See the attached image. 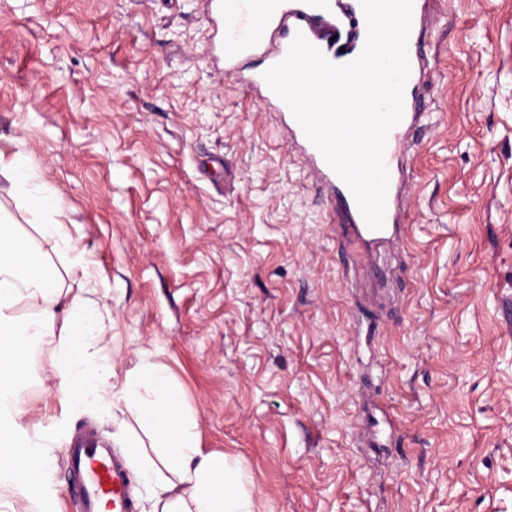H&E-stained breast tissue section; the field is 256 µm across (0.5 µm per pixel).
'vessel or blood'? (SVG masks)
Masks as SVG:
<instances>
[{
    "mask_svg": "<svg viewBox=\"0 0 512 512\" xmlns=\"http://www.w3.org/2000/svg\"><path fill=\"white\" fill-rule=\"evenodd\" d=\"M424 4L425 0H413L407 41L410 73L403 92V113L388 133L383 156L389 174L384 225L372 229L347 184L264 78L265 71L287 57L299 34L332 64L344 65L359 57L367 40L361 0H213L214 10L224 20L221 52L225 75L233 77L245 93L258 98L267 111L278 113L287 128L289 146L303 156L322 188L335 200L340 223L369 243L387 240L393 225L402 221L407 211L404 162L411 146L410 134L424 118L418 102L428 66L422 50L426 34ZM65 460L79 512H134L125 467L96 436L88 432L71 440Z\"/></svg>",
    "mask_w": 512,
    "mask_h": 512,
    "instance_id": "1",
    "label": "vessel or blood"
}]
</instances>
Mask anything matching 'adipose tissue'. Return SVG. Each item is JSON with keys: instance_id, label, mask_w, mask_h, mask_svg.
I'll return each instance as SVG.
<instances>
[{"instance_id": "1", "label": "adipose tissue", "mask_w": 512, "mask_h": 512, "mask_svg": "<svg viewBox=\"0 0 512 512\" xmlns=\"http://www.w3.org/2000/svg\"><path fill=\"white\" fill-rule=\"evenodd\" d=\"M0 176L11 183L16 206L15 215L0 222V485L31 499L40 495L49 457L45 443L19 424L26 386L18 358L55 334L62 353L56 376L67 401L97 403L109 395L122 401L125 417L118 427L140 460L137 475L162 491L152 512H255L239 466L203 453L198 422L184 410L163 366L143 362L116 392L110 373L93 366L105 322L82 293L59 286L54 257L65 259L70 272L81 257L62 210L24 157L0 156ZM25 224L50 244L51 254L21 234Z\"/></svg>"}]
</instances>
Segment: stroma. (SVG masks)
Wrapping results in <instances>:
<instances>
[{"mask_svg":"<svg viewBox=\"0 0 512 512\" xmlns=\"http://www.w3.org/2000/svg\"><path fill=\"white\" fill-rule=\"evenodd\" d=\"M425 8L414 195L374 247L210 55L202 0H0V153L62 206L100 362L118 385L164 365L257 512H512V0ZM57 343L21 357L44 495L0 487V512H77L63 448L112 439L111 402L59 391Z\"/></svg>","mask_w":512,"mask_h":512,"instance_id":"1","label":"stroma"}]
</instances>
